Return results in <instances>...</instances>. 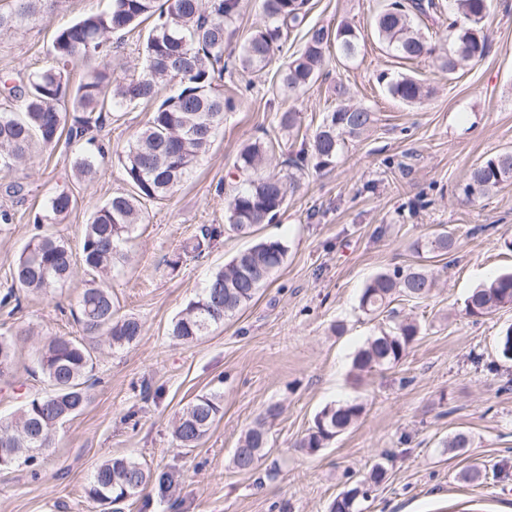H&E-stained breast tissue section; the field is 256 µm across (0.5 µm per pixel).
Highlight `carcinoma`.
<instances>
[{
    "mask_svg": "<svg viewBox=\"0 0 512 512\" xmlns=\"http://www.w3.org/2000/svg\"><path fill=\"white\" fill-rule=\"evenodd\" d=\"M308 0H262L263 22L250 30L240 44L235 66L247 73L265 69L279 50L284 33L302 25ZM52 6V0H11L0 11V33L36 20ZM454 19L448 24L451 45L444 68L453 73L465 61L483 58L488 51L484 22L489 0H448ZM240 10V0H108L107 7L57 28L48 49L46 66L30 75L24 85L0 77V93L19 102L20 111L0 113V171H13L35 163V148L63 142L75 147L74 170L78 177L96 173L108 157L100 137L112 112L141 103L152 106L145 125L119 156L129 192H119L91 215L79 254L52 234L32 238L13 269V278L33 293L50 294L66 284L77 262L97 273L78 300L76 321L82 336H52L39 351L38 366L49 391L27 401L17 413L0 416V469L19 460L35 464L52 447L56 429L80 413L91 401L94 386V349L100 342L112 347L133 344L141 336L142 324L135 317H116L112 289L107 277L126 261L122 246L137 225L146 219V204L172 194L191 174L195 164L223 130L224 112L233 102L217 90L224 74V52L236 30L231 28ZM442 12L438 0H383L373 16L378 40L393 56L414 61L433 51L419 24L435 20ZM151 21L143 42L139 72L129 78L118 73L112 59V36L131 31ZM336 44L340 55L350 60L359 52V34L343 23L329 35L313 26L304 35L299 54L281 74V85L298 93L316 82L325 65V54ZM81 61L91 65L86 79L69 86L70 67ZM393 97L419 104L428 94L413 76H380ZM374 113L361 105H347L327 112L313 134L302 140L291 164L296 168L308 160L315 167L336 161L345 141L357 138L374 123ZM274 151L271 142L255 141L242 148L236 170L244 187L227 205L228 229L252 235L256 227L272 222L287 203L294 187L274 174H264ZM512 180V150L502 151L472 170L462 192L468 199L480 198ZM76 204L74 195L60 191L49 197L35 213L36 224H58ZM223 229L203 224L184 251L200 254L221 236ZM455 249V240L440 232L417 244L434 258ZM287 246L280 240L261 239L239 251L224 267L213 272L173 324L172 336L191 342L209 333L250 305L275 271L286 261ZM436 278L420 263L373 276L363 288L359 308L366 315L388 314L394 325L367 339L353 359V370L392 368L406 355L420 335L413 319L395 320L389 306L395 296L424 301L431 297ZM512 307V272L497 275L474 289L465 303L470 317L492 316ZM500 359L512 361V327L496 338ZM17 339L0 336V378L13 375ZM365 406L356 401L327 405L315 416L313 426L295 447L313 455L343 434L361 418ZM280 414L276 404L268 406L239 439L232 464L249 472L270 450L268 420ZM221 417V399L216 393L198 395L173 421V435L183 448H195ZM473 445L469 432L457 430L443 442L453 452H468ZM386 478V469L374 465L367 476L336 496L330 512H361L360 502L369 490ZM153 481L147 464L133 457L103 460L92 471L86 496L100 504L128 502Z\"/></svg>",
    "mask_w": 512,
    "mask_h": 512,
    "instance_id": "obj_1",
    "label": "carcinoma"
}]
</instances>
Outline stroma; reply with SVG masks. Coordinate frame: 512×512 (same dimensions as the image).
<instances>
[{
	"label": "stroma",
	"mask_w": 512,
	"mask_h": 512,
	"mask_svg": "<svg viewBox=\"0 0 512 512\" xmlns=\"http://www.w3.org/2000/svg\"><path fill=\"white\" fill-rule=\"evenodd\" d=\"M376 3L310 0L306 26L333 29L349 21L361 39L355 60L331 54L306 91L289 97L277 82L302 46L299 30L265 70L235 71L219 81L234 102L223 131L177 191L149 204L146 223L125 246L127 261L109 277L118 315L138 318L142 336L120 349L102 347L92 399L58 428L40 474L21 462L0 470V512H104L85 485L92 468L115 455L175 478L168 489L150 484L121 512H329L336 496L377 462L387 478L363 512H512V390H502L497 371L503 365L512 372V362H502L495 349L499 332L512 325V308L486 318L464 312L474 288L512 270L504 245L512 236V184L470 202L462 194L470 169L512 149V0H492L488 54L452 75L442 68L448 45L439 39L447 18L423 29L436 52L406 61L374 36ZM99 6L100 0H56L34 24L0 36V72L27 79L45 66L54 30ZM382 72L420 79L430 93L406 105L378 83ZM339 83L352 103L373 112L374 124L329 167L289 166L300 142L279 128V113L293 110L302 130H313L337 106ZM149 115L146 105L113 113L101 132L113 156L92 180L74 178V153L62 144L39 150L37 164L15 177L0 174V209L14 215L0 224V296L17 290L13 268L37 232L34 214L52 194L66 189L77 198L49 227L76 250L95 208L127 191L117 156ZM269 140V172L294 177L297 186L257 236L284 242L287 260L246 309L194 342L176 340L172 325L206 278L252 243L226 230L225 202L240 183L234 162L241 145ZM14 180L24 185L21 195L7 190ZM204 224L224 232L202 254H183ZM438 230L452 234L456 249L432 263L439 274L434 296L393 303L398 315L419 321L417 341L396 367L355 379L356 351L389 323L359 309L365 283L416 262L415 243ZM94 277L80 266L54 294L18 290L20 309L0 307V334L26 333L13 377L0 380V416L45 393L36 353L48 337L77 335L69 307ZM339 323L345 329L337 334ZM214 392L222 397V418L198 447H178L172 419L195 396ZM354 399L366 406L355 426L316 455L296 448L324 406ZM271 404L282 411L268 424L269 453L253 471L235 470L233 449ZM459 429L472 436L470 454L441 446ZM475 460L500 468V475L463 481Z\"/></svg>",
	"instance_id": "1"
}]
</instances>
